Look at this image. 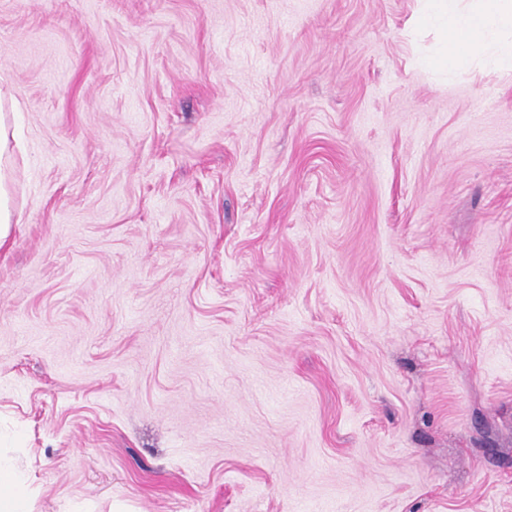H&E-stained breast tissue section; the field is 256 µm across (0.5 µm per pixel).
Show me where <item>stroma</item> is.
<instances>
[{
	"mask_svg": "<svg viewBox=\"0 0 512 512\" xmlns=\"http://www.w3.org/2000/svg\"><path fill=\"white\" fill-rule=\"evenodd\" d=\"M419 8L0 0L32 512H512V75Z\"/></svg>",
	"mask_w": 512,
	"mask_h": 512,
	"instance_id": "35a3bbf8",
	"label": "stroma"
}]
</instances>
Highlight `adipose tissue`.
Wrapping results in <instances>:
<instances>
[{"mask_svg":"<svg viewBox=\"0 0 512 512\" xmlns=\"http://www.w3.org/2000/svg\"><path fill=\"white\" fill-rule=\"evenodd\" d=\"M418 24L438 29L442 45L434 65L455 70L478 62L492 71H512V0H425ZM10 125L0 113V246L11 235L14 214L7 169Z\"/></svg>","mask_w":512,"mask_h":512,"instance_id":"obj_1","label":"adipose tissue"}]
</instances>
